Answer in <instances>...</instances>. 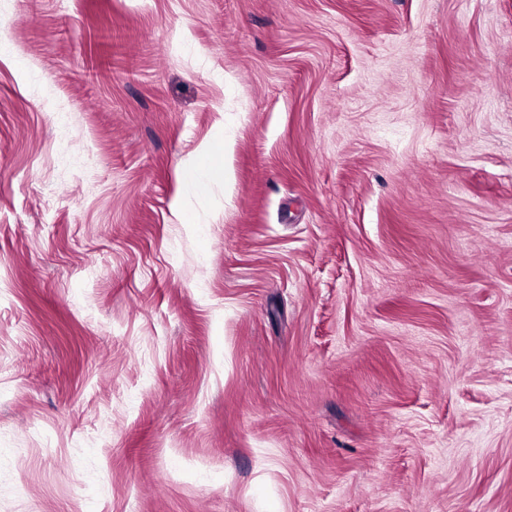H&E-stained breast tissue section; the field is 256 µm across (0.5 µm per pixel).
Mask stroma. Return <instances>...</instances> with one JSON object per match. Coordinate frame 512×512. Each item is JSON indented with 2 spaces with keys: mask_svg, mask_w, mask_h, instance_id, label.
I'll list each match as a JSON object with an SVG mask.
<instances>
[{
  "mask_svg": "<svg viewBox=\"0 0 512 512\" xmlns=\"http://www.w3.org/2000/svg\"><path fill=\"white\" fill-rule=\"evenodd\" d=\"M0 512H512V0H0ZM190 172L192 174H222L224 176L223 154L218 151H204L199 153L191 165Z\"/></svg>",
  "mask_w": 512,
  "mask_h": 512,
  "instance_id": "35a3bbf8",
  "label": "stroma"
}]
</instances>
